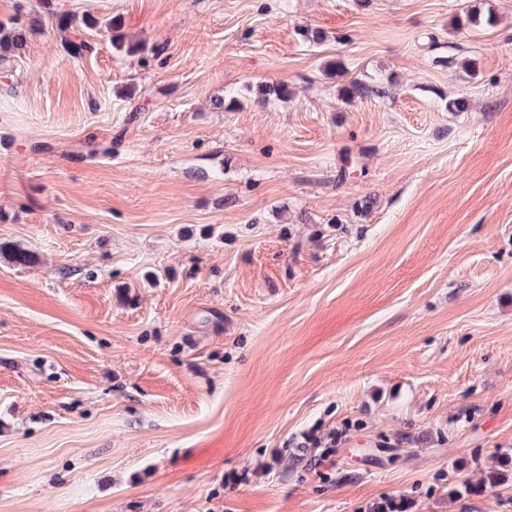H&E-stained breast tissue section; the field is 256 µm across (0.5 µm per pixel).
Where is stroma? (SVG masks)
Here are the masks:
<instances>
[{
    "label": "stroma",
    "instance_id": "35a3bbf8",
    "mask_svg": "<svg viewBox=\"0 0 512 512\" xmlns=\"http://www.w3.org/2000/svg\"><path fill=\"white\" fill-rule=\"evenodd\" d=\"M477 3L0 0V512H512V0ZM259 97L265 102L286 101L294 96V89L287 82L275 81L259 85Z\"/></svg>",
    "mask_w": 512,
    "mask_h": 512
}]
</instances>
